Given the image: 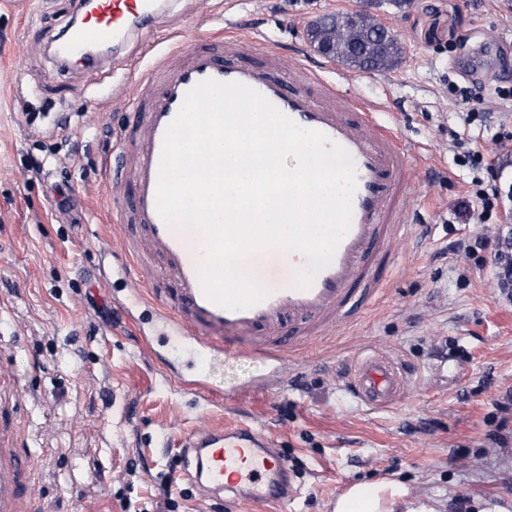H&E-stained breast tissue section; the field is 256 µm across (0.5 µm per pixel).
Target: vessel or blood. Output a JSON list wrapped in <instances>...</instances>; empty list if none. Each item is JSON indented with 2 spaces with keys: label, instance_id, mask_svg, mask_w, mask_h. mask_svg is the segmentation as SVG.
<instances>
[{
  "label": "vessel or blood",
  "instance_id": "b4317fda",
  "mask_svg": "<svg viewBox=\"0 0 512 512\" xmlns=\"http://www.w3.org/2000/svg\"><path fill=\"white\" fill-rule=\"evenodd\" d=\"M151 18L146 0H94L93 10L72 28L71 45L110 40L144 28ZM252 42L249 35L223 44L201 37L186 57L160 56L138 83L139 110L123 131L119 155L107 160L103 171L105 191L116 205L112 231L123 246L122 273L137 278L143 274V259L162 262L143 296L145 324L165 338L166 351L157 357L162 376L208 401L213 391L204 365L223 352L226 336L251 334L253 351L278 365L284 346L305 345L379 300L394 262L393 243L414 229L404 195L409 163L398 136L377 121L374 106L352 102L339 84L309 72L300 59L289 68L305 74L308 86L273 75L264 63L242 55V47ZM205 79L256 89L298 125L320 130L343 146L355 164L351 226L331 263L306 289L295 285L296 268L285 273L268 268L259 281L264 299L247 309L229 310L204 297L199 235L169 226L156 209L165 129L186 92ZM183 357L192 360V377L177 368ZM349 383L364 404L382 408L403 392L406 376L398 364L368 356L354 363ZM181 447L189 467L186 477L205 496L234 504L284 505L298 493L273 439L244 422L197 429ZM0 512H31L17 489L14 468L2 462Z\"/></svg>",
  "mask_w": 512,
  "mask_h": 512
}]
</instances>
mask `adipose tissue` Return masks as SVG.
<instances>
[{"label":"adipose tissue","instance_id":"ef3b65f1","mask_svg":"<svg viewBox=\"0 0 512 512\" xmlns=\"http://www.w3.org/2000/svg\"><path fill=\"white\" fill-rule=\"evenodd\" d=\"M333 512H436V509L404 483L382 480L351 485L338 496Z\"/></svg>","mask_w":512,"mask_h":512}]
</instances>
